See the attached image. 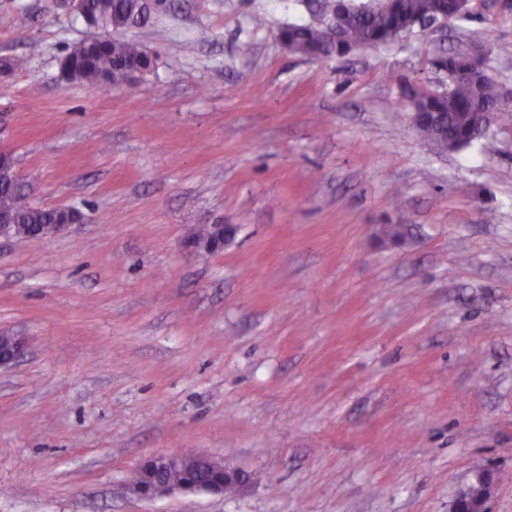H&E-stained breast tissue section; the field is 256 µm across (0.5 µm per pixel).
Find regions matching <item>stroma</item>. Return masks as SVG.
<instances>
[{
    "label": "stroma",
    "mask_w": 512,
    "mask_h": 512,
    "mask_svg": "<svg viewBox=\"0 0 512 512\" xmlns=\"http://www.w3.org/2000/svg\"><path fill=\"white\" fill-rule=\"evenodd\" d=\"M311 0H163L122 31L152 69L66 80L95 37L66 0H0V148L32 203L82 218L0 238V512H450L475 472L512 512V103L440 151L406 83L486 46L512 88V0L312 60ZM248 52H241V45ZM233 224L207 252L199 227ZM405 227L394 244L381 230ZM244 474L133 490L159 456ZM1 336L7 339V344L1 347L0 340V368L9 367L14 364L23 354L26 340L24 336L16 333L3 332Z\"/></svg>",
    "instance_id": "obj_1"
}]
</instances>
